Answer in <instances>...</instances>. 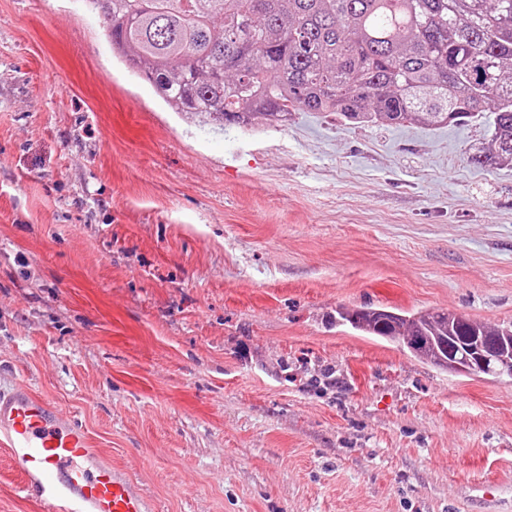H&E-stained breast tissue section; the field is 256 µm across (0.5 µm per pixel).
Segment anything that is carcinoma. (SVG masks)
Listing matches in <instances>:
<instances>
[{
    "instance_id": "1",
    "label": "carcinoma",
    "mask_w": 512,
    "mask_h": 512,
    "mask_svg": "<svg viewBox=\"0 0 512 512\" xmlns=\"http://www.w3.org/2000/svg\"><path fill=\"white\" fill-rule=\"evenodd\" d=\"M112 48L179 112L226 125L295 111L353 123L486 119L478 168L512 162V0H89ZM336 322L457 376L475 336L512 360V321L449 310L336 309ZM456 364H441L448 347Z\"/></svg>"
}]
</instances>
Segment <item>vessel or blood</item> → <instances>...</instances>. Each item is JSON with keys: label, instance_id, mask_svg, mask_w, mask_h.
<instances>
[{"label": "vessel or blood", "instance_id": "vessel-or-blood-1", "mask_svg": "<svg viewBox=\"0 0 512 512\" xmlns=\"http://www.w3.org/2000/svg\"><path fill=\"white\" fill-rule=\"evenodd\" d=\"M0 447L24 471L26 496L50 512H151L127 472L103 462L85 428L28 386L0 392Z\"/></svg>", "mask_w": 512, "mask_h": 512}]
</instances>
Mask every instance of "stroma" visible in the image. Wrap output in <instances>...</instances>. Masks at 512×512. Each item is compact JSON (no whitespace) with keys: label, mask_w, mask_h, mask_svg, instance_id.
Returning <instances> with one entry per match:
<instances>
[{"label":"stroma","mask_w":512,"mask_h":512,"mask_svg":"<svg viewBox=\"0 0 512 512\" xmlns=\"http://www.w3.org/2000/svg\"><path fill=\"white\" fill-rule=\"evenodd\" d=\"M489 139L225 126L159 99L87 0H0V390L59 402L153 512H512V379L336 322L512 321V164L467 160ZM21 481L0 449V512H45Z\"/></svg>","instance_id":"1"}]
</instances>
